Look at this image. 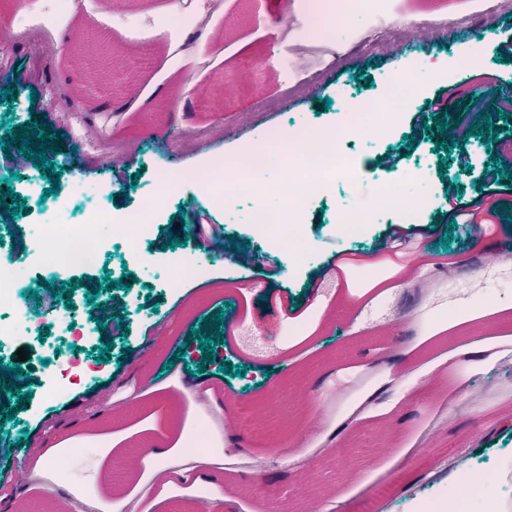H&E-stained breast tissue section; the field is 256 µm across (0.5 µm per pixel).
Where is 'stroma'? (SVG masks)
<instances>
[{"instance_id":"1","label":"stroma","mask_w":512,"mask_h":512,"mask_svg":"<svg viewBox=\"0 0 512 512\" xmlns=\"http://www.w3.org/2000/svg\"><path fill=\"white\" fill-rule=\"evenodd\" d=\"M300 2L282 0L274 19L265 0H76L65 12L56 0H0V28L13 29L24 17L37 24L34 36L0 42L16 87L12 110L0 105V136L6 118L28 125L45 116L64 135L54 158L63 168L59 199L98 196L116 215L144 206L160 172L244 161L268 127L286 135L335 133L341 101L385 103L393 73L409 70L418 90L391 131L374 133L376 116L365 118L368 134L351 139L352 182L304 199L302 259L258 236L247 221L248 200L215 209L186 182L165 201L137 257L115 249L97 266L57 262L53 273L33 272V284L48 290L45 307L27 333L0 338L4 365L28 351L18 363L29 375L22 388L33 393L0 428V491L7 494L0 512H85L90 500L95 512H125L128 497L136 512H198L207 498L214 512H420L436 494L425 474L446 462L471 481L496 477L470 499L469 512H484L490 501L498 512H512V361L491 358L512 345V264L486 259L488 242L512 246V177L492 197L504 225L491 241L468 244L464 226L447 222L483 191L486 169L512 159V120H497L492 142L478 129L484 106L500 109L512 92V58L498 52L512 39V0H496L499 20L489 24L473 0H459L429 40L418 31L437 18L421 0H377L372 12L349 17L333 11L329 26L340 57L317 63L308 92L284 98L279 85L291 78V58L270 39L282 37L286 24L303 25ZM101 43L112 79L94 84L83 51ZM260 97L278 99V108H256ZM441 114L468 131L467 148L441 150ZM418 121L435 133L413 149L408 137ZM76 125L126 143L124 166L108 167L90 153L75 170ZM389 153L400 160L386 168ZM423 179L432 190L414 206L351 229L338 224L344 210L376 207L379 186L408 196ZM1 181L27 207L15 218L12 243L0 249V265H8L32 225L72 217L43 202L49 183L32 165L0 156ZM201 207L223 225V240L196 238ZM396 225L413 231L403 264L351 266L314 292L312 276L321 267L340 253L385 247ZM172 235L181 243L170 249ZM252 246L263 262L243 255ZM444 254L453 262L442 267ZM178 257L206 261L207 274L168 287L163 273ZM106 274L129 284L115 292L127 324L100 332L85 295ZM58 280L72 287L70 301L54 289ZM288 298L300 315L285 310ZM217 313L232 341L219 346L222 364L202 372L191 333ZM104 337L114 342L105 363L91 354ZM73 358L79 380L50 393ZM171 358L175 366L164 371ZM226 365L247 372L231 377ZM488 384L492 397L459 413ZM209 389L238 422L237 431L217 430L207 449L226 470L204 482L175 480L156 501L162 478L140 450L156 442L180 456L194 447L205 416L188 410L185 399L204 398ZM23 437L28 446H20ZM50 437L61 444L63 462L51 472L55 492L48 496L30 489L23 473L32 450Z\"/></svg>"}]
</instances>
